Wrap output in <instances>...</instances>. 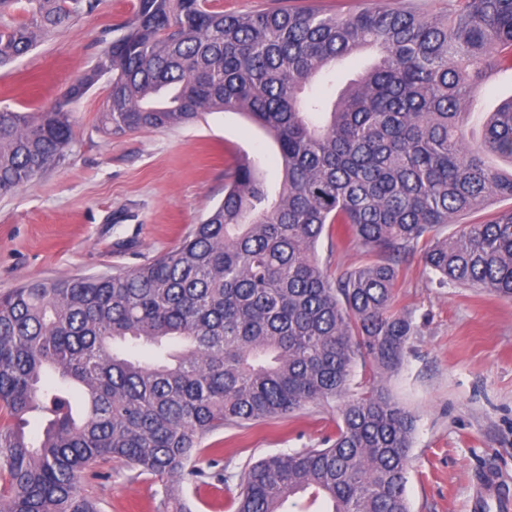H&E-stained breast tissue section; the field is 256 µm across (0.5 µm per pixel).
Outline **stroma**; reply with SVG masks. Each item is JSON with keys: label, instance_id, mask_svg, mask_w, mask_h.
<instances>
[{"label": "stroma", "instance_id": "1", "mask_svg": "<svg viewBox=\"0 0 512 512\" xmlns=\"http://www.w3.org/2000/svg\"><path fill=\"white\" fill-rule=\"evenodd\" d=\"M135 0H102L68 28L0 68V107L34 111L59 100L94 67L100 42L133 15ZM99 79L71 110L76 138L59 167L0 196V293L59 276L128 270L173 249L224 197L232 153L254 158L270 188L282 161L263 130L235 112L138 134L105 137ZM512 96V70L490 75L472 95L469 126ZM329 275L359 265L356 244L323 235L317 247ZM395 306L413 324L400 371L384 384L414 416L406 484L410 512H474L478 478L487 471L512 492V300L472 288H441L414 254L403 268ZM339 401L306 405L293 415L208 436L196 459L223 460L226 487L175 484L191 512H233L249 465L274 455L323 447L336 430ZM106 478L82 475L81 493L101 512H156L160 486L135 477L118 459Z\"/></svg>", "mask_w": 512, "mask_h": 512}]
</instances>
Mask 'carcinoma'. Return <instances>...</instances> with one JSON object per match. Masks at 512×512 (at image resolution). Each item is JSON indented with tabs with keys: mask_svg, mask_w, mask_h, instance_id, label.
<instances>
[{
	"mask_svg": "<svg viewBox=\"0 0 512 512\" xmlns=\"http://www.w3.org/2000/svg\"><path fill=\"white\" fill-rule=\"evenodd\" d=\"M100 0H0V67ZM64 101L0 108V194L57 166L75 140L65 106L109 76L106 136L239 112L276 144L273 192L233 156L224 200L172 250L111 275L33 280L0 296V512H100L79 476L119 459L161 486L225 483L189 465L225 426L342 400L325 448L252 464L234 512H285L305 493L331 512H409L413 417L382 386L352 392L358 361L396 372L412 323L394 288L420 242L441 284L512 299V208L451 237L437 229L512 199V97L480 139L467 103L512 70V0H448L441 15L378 4L226 13L215 0H137ZM373 63L328 102L320 85L357 54ZM362 264L331 278L317 245L331 227ZM138 346L155 351L145 360ZM46 420L27 436L28 416Z\"/></svg>",
	"mask_w": 512,
	"mask_h": 512,
	"instance_id": "obj_1",
	"label": "carcinoma"
}]
</instances>
